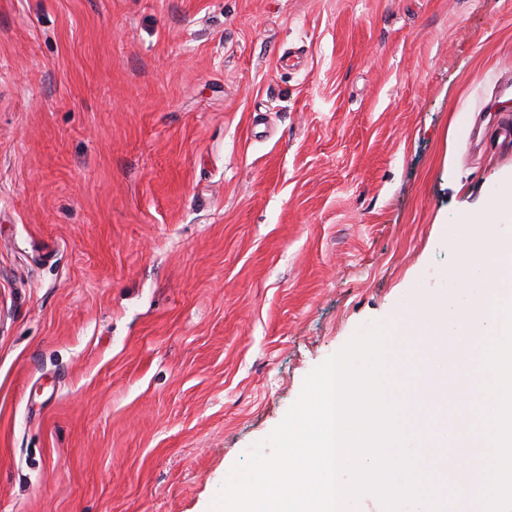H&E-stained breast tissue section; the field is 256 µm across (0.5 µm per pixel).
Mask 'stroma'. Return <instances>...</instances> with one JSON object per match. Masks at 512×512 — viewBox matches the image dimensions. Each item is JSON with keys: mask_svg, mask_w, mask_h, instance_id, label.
<instances>
[{"mask_svg": "<svg viewBox=\"0 0 512 512\" xmlns=\"http://www.w3.org/2000/svg\"><path fill=\"white\" fill-rule=\"evenodd\" d=\"M507 106L512 0H0V512H211Z\"/></svg>", "mask_w": 512, "mask_h": 512, "instance_id": "obj_1", "label": "stroma"}]
</instances>
